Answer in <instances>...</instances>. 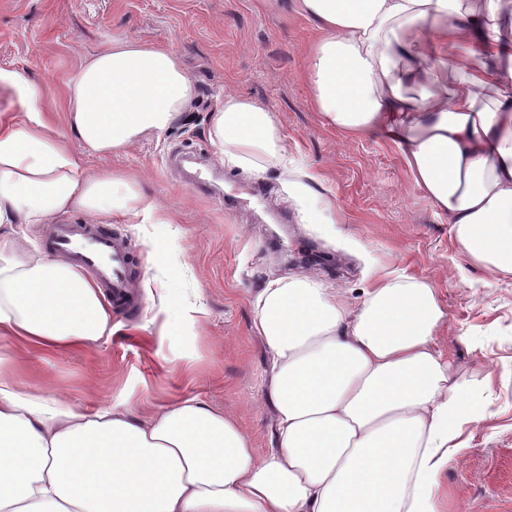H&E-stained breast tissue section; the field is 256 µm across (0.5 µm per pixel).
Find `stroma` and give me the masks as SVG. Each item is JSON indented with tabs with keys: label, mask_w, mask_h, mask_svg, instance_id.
Returning <instances> with one entry per match:
<instances>
[{
	"label": "stroma",
	"mask_w": 512,
	"mask_h": 512,
	"mask_svg": "<svg viewBox=\"0 0 512 512\" xmlns=\"http://www.w3.org/2000/svg\"><path fill=\"white\" fill-rule=\"evenodd\" d=\"M112 36L177 52L197 96L161 137L121 156L85 158L84 166L134 179L171 221L105 219L142 268V306L113 313L112 336L93 345L22 346V380L82 405L128 396L149 413L194 397L234 415L257 447L270 448V361L252 330L258 292L307 275L355 303L375 273L400 271L438 288L448 320L435 345L458 375L497 374L492 415L474 425L471 449L445 477L449 512H512V279L467 264L447 218L411 186L392 143L348 140L323 123L305 76L315 31L296 0H0V70L43 84L47 119L64 137L57 107L67 82ZM227 91L277 112L289 155L317 175L335 225L307 223L282 169L256 175L225 166L208 117ZM179 154L196 158L211 194L186 184ZM151 276L170 300L203 307L197 335L156 318L145 287Z\"/></svg>",
	"instance_id": "1"
}]
</instances>
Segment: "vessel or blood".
<instances>
[{"instance_id": "b4317fda", "label": "vessel or blood", "mask_w": 512, "mask_h": 512, "mask_svg": "<svg viewBox=\"0 0 512 512\" xmlns=\"http://www.w3.org/2000/svg\"><path fill=\"white\" fill-rule=\"evenodd\" d=\"M49 245L55 255L93 271L114 307L130 305V289L139 272L127 240L107 234L93 223L58 222L51 227Z\"/></svg>"}]
</instances>
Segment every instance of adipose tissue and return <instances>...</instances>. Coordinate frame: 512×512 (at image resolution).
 I'll return each mask as SVG.
<instances>
[{
	"label": "adipose tissue",
	"instance_id": "adipose-tissue-1",
	"mask_svg": "<svg viewBox=\"0 0 512 512\" xmlns=\"http://www.w3.org/2000/svg\"><path fill=\"white\" fill-rule=\"evenodd\" d=\"M319 34L312 104L341 136H385L412 186L446 216L460 255L512 278V0H298ZM21 117H0V226L79 211L163 218L140 188L88 173L79 155L124 153L166 131L196 97L173 50L115 37L84 57L53 131L43 86L16 72ZM209 136L228 167L288 165L274 112L225 94ZM446 312L428 280L389 273L358 303L310 278L255 301L273 358L266 387L278 444L187 398L157 414L123 399L89 409L23 386L0 349V512H442L444 478L485 418L495 377L462 380L434 345ZM112 311L69 261L0 241V335L26 345L109 338Z\"/></svg>",
	"mask_w": 512,
	"mask_h": 512
}]
</instances>
